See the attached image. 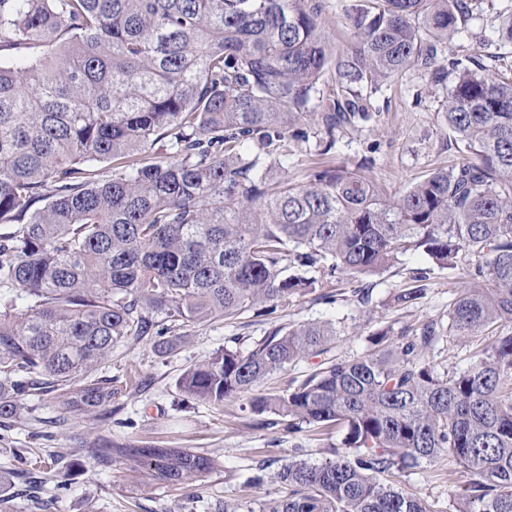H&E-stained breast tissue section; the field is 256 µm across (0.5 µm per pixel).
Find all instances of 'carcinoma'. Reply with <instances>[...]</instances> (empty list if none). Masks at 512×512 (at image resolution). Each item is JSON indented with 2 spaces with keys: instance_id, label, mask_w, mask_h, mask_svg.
Listing matches in <instances>:
<instances>
[{
  "instance_id": "obj_1",
  "label": "carcinoma",
  "mask_w": 512,
  "mask_h": 512,
  "mask_svg": "<svg viewBox=\"0 0 512 512\" xmlns=\"http://www.w3.org/2000/svg\"><path fill=\"white\" fill-rule=\"evenodd\" d=\"M470 12L472 0H356L338 52L316 0H0V417L35 393L96 411L112 402L97 371L114 349L150 337L166 354L191 322L307 294L367 305L368 285L338 284L420 251L430 266L393 302L457 268L448 325L373 331L353 358L333 323L279 325L178 388L244 397L292 434L343 432L333 460L288 462V493L262 512H433L392 481L423 461L462 478L456 512H512V76L437 60ZM497 34L512 46V13ZM414 66L434 85L454 74L442 118L464 157L393 195L345 165L288 177L280 143L308 140L299 123L323 74L337 88L320 113L325 155L336 131L372 119L364 91ZM448 336L475 345L464 371L437 370ZM305 358L309 374L262 388ZM99 447L167 482L215 466L186 448Z\"/></svg>"
}]
</instances>
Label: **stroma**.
I'll list each match as a JSON object with an SVG mask.
<instances>
[{
  "mask_svg": "<svg viewBox=\"0 0 512 512\" xmlns=\"http://www.w3.org/2000/svg\"><path fill=\"white\" fill-rule=\"evenodd\" d=\"M510 13L512 0H474L460 34L444 46L445 58L469 59L496 73H512V47L501 48L496 36L502 16ZM443 93L442 87L430 84L422 67L402 72L371 94L372 120L358 130L337 132L336 147L326 155L315 148L318 121L308 117V141L289 136L283 142L290 175L300 182L316 166L355 167L367 157L373 164L366 177L395 193L457 162L464 148L441 119ZM428 264L423 253L410 252L371 276L375 311L370 318L355 304H323L308 295L268 317L246 314L224 323L188 324L177 347L164 357L155 353L149 339L119 347L101 370L112 381L107 418L98 411H72L53 395L22 397L11 417L0 418V512H224L228 503L237 512H261L266 500L288 492L277 478L283 464L297 453L312 464L328 462L341 434H292L283 421L263 426L237 399L220 406L183 402L177 388L182 373L225 345L248 351L275 324L335 323L342 331L340 352L354 356L366 348L365 325L398 331L429 319H447L448 306L462 286L458 271L434 270L423 297L411 306L391 300L411 269ZM102 437L188 448L216 457L219 466L172 485L132 461L104 456L97 447ZM259 473L265 476L263 483L249 484V477ZM398 481L434 512H454L456 487L448 481L447 464H422Z\"/></svg>",
  "mask_w": 512,
  "mask_h": 512,
  "instance_id": "obj_1",
  "label": "stroma"
}]
</instances>
